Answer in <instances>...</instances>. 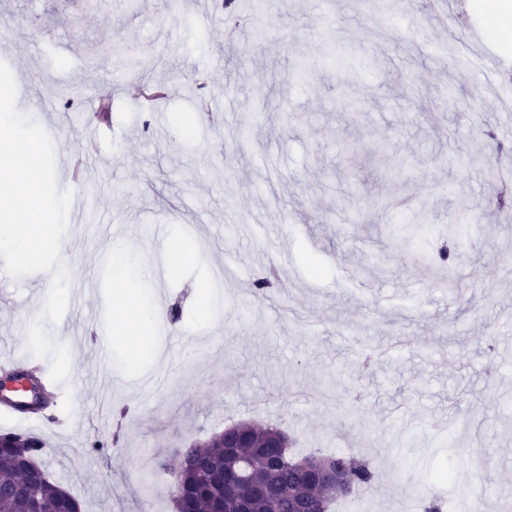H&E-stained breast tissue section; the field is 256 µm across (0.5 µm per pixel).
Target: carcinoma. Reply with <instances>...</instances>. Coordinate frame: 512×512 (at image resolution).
Returning a JSON list of instances; mask_svg holds the SVG:
<instances>
[{
  "mask_svg": "<svg viewBox=\"0 0 512 512\" xmlns=\"http://www.w3.org/2000/svg\"><path fill=\"white\" fill-rule=\"evenodd\" d=\"M392 247L402 251L411 244L413 230L405 225L391 235ZM455 244L445 245L434 258L420 254L422 263L434 269L442 287L448 295L456 294L450 261ZM233 428L241 431L242 438L250 447L226 448L215 440L196 443L191 447L174 449V456L182 464L181 481L178 488L169 493L172 512H227L224 495V474L238 469L245 457L255 460L266 457L269 464L249 475L248 483L241 487V496L248 499L247 512H269L270 499L278 502L280 512H293L297 500L307 499L314 510L321 508L331 512L332 505L346 496L344 492H332L319 480L328 467L343 463L347 483L352 490L373 484L377 474L370 460L351 454L328 456H296L290 448L269 447L270 438L282 434L277 427H258L249 423H238ZM44 447L34 448L25 441H16V447L7 449L0 458V512H60L63 499L60 487L51 479L41 477L27 480L15 470L14 460L30 454H41ZM422 512H448L449 502L427 495L420 502Z\"/></svg>",
  "mask_w": 512,
  "mask_h": 512,
  "instance_id": "cac0c4a2",
  "label": "carcinoma"
}]
</instances>
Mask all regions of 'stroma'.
I'll list each match as a JSON object with an SVG mask.
<instances>
[{
	"instance_id": "stroma-1",
	"label": "stroma",
	"mask_w": 512,
	"mask_h": 512,
	"mask_svg": "<svg viewBox=\"0 0 512 512\" xmlns=\"http://www.w3.org/2000/svg\"><path fill=\"white\" fill-rule=\"evenodd\" d=\"M478 0L454 27L429 25L424 0H256L224 36L213 0H0V61L22 85L17 109L64 153L82 154L96 181L91 212L70 211L61 258L73 283L45 328L70 350V392L44 411L42 462L82 512H169L173 449L224 427H279L302 453L343 448L375 465V487L351 512H402L411 495L482 499L512 512V210L499 208L501 94L512 93V37L496 33ZM482 29L499 91L477 92L457 55ZM120 41L166 99L124 92L131 72L105 57ZM232 94L239 111L224 109ZM109 104V121L88 111ZM386 149L372 165L367 144ZM123 224L133 263L159 264L175 241L185 261L136 285L151 353L116 331L97 359L95 328L115 290L110 227ZM415 225L392 250L390 231ZM458 303L448 306L419 261L449 234ZM235 262L215 282L218 260ZM381 267H374V260ZM272 276L269 297L240 317L237 295ZM50 283L0 273V356L29 359L27 331ZM181 319H173L172 308ZM102 442L104 452L92 451ZM475 463L463 487L433 480ZM158 467L143 501V472Z\"/></svg>"
}]
</instances>
